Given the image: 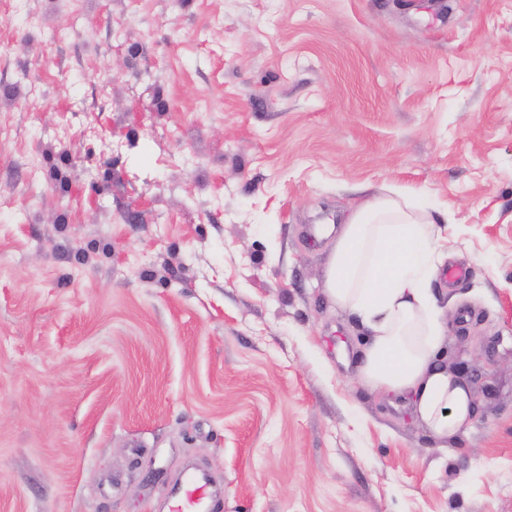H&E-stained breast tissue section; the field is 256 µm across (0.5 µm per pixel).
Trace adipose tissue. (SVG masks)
Segmentation results:
<instances>
[{"mask_svg": "<svg viewBox=\"0 0 512 512\" xmlns=\"http://www.w3.org/2000/svg\"><path fill=\"white\" fill-rule=\"evenodd\" d=\"M447 232L396 191L348 216L326 269L330 298L369 333L360 381L403 399L439 443L464 434L477 416L465 380L440 356L446 327L431 283Z\"/></svg>", "mask_w": 512, "mask_h": 512, "instance_id": "obj_1", "label": "adipose tissue"}]
</instances>
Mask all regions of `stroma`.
I'll return each instance as SVG.
<instances>
[{
	"mask_svg": "<svg viewBox=\"0 0 512 512\" xmlns=\"http://www.w3.org/2000/svg\"><path fill=\"white\" fill-rule=\"evenodd\" d=\"M392 188L449 220L443 447L326 294L316 226ZM192 463L224 512H512V0H0V512Z\"/></svg>",
	"mask_w": 512,
	"mask_h": 512,
	"instance_id": "stroma-1",
	"label": "stroma"
}]
</instances>
